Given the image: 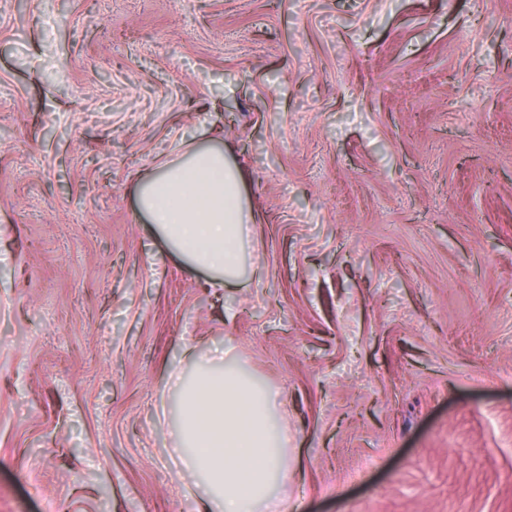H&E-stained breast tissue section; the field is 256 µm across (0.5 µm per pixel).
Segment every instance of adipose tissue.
<instances>
[{"label":"adipose tissue","instance_id":"ef3b65f1","mask_svg":"<svg viewBox=\"0 0 512 512\" xmlns=\"http://www.w3.org/2000/svg\"><path fill=\"white\" fill-rule=\"evenodd\" d=\"M242 183L221 146L199 147L141 181L137 209L169 251L220 286L241 276L250 245ZM172 384L174 449L197 475L208 512H286L288 431L273 415L277 392L220 352Z\"/></svg>","mask_w":512,"mask_h":512}]
</instances>
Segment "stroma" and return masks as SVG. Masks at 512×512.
Returning <instances> with one entry per match:
<instances>
[{"instance_id": "stroma-1", "label": "stroma", "mask_w": 512, "mask_h": 512, "mask_svg": "<svg viewBox=\"0 0 512 512\" xmlns=\"http://www.w3.org/2000/svg\"><path fill=\"white\" fill-rule=\"evenodd\" d=\"M200 144L221 288L135 204ZM217 347L288 512H512V0H0V512H199L163 412ZM242 183L224 148H193L138 184L137 209L169 251L223 287L242 275L255 222Z\"/></svg>"}]
</instances>
